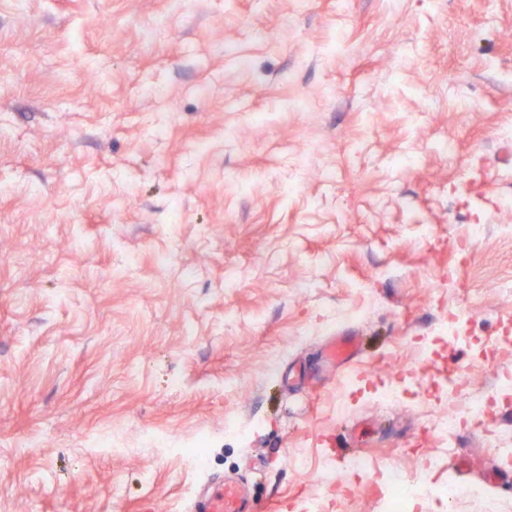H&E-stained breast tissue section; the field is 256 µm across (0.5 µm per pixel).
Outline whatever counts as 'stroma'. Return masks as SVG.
Returning <instances> with one entry per match:
<instances>
[{"mask_svg":"<svg viewBox=\"0 0 512 512\" xmlns=\"http://www.w3.org/2000/svg\"><path fill=\"white\" fill-rule=\"evenodd\" d=\"M510 126L512 0H0V512H186L228 476L299 512L357 483L352 449L415 468L449 364L512 377L482 344L512 338V218L450 249L512 194ZM452 261L483 306L421 367ZM201 431L204 474L175 455ZM432 480L487 497L422 512H512L483 434ZM358 352V343L353 337H343L332 342L329 350V356L333 363L345 364L352 360Z\"/></svg>","mask_w":512,"mask_h":512,"instance_id":"35a3bbf8","label":"stroma"}]
</instances>
